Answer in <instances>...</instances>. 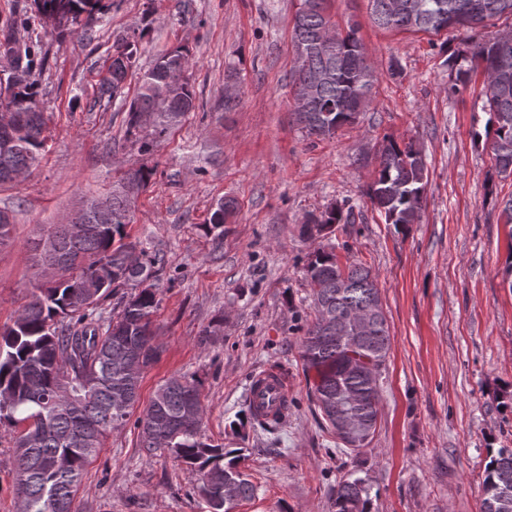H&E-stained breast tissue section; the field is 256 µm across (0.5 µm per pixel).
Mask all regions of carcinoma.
<instances>
[{
    "label": "carcinoma",
    "instance_id": "1",
    "mask_svg": "<svg viewBox=\"0 0 512 512\" xmlns=\"http://www.w3.org/2000/svg\"><path fill=\"white\" fill-rule=\"evenodd\" d=\"M101 0H36L38 14L55 27L84 28L94 21ZM372 22L383 29L438 35L451 27L470 31L487 22L512 17V0H370ZM293 43L307 46L295 57L292 94L304 89L305 75L327 72L308 112L296 119L308 134L330 137L351 125L368 107L377 81L366 63L359 24L349 20L335 27L336 39L319 43L320 32L332 25L327 0H299ZM37 53L24 46L23 55L6 65L21 68L25 80L11 94L6 107L17 115L11 130L13 146L0 147V183L10 174L29 171L44 148L45 122L37 103ZM456 70L448 93L459 92L470 73H484L488 97L486 138L491 140L493 169L512 178V30L475 42L470 50L449 61ZM188 52L177 47L161 55L143 76L125 118L130 134L140 132L139 115L156 113V125L167 126L196 108V92L184 77L180 93L163 103L158 96L170 78L184 75ZM126 73L111 72L100 93L116 96ZM428 183L426 161L415 146L391 137L376 154L374 179L367 197L384 223L407 229L420 221ZM235 211L226 199L204 225L208 234L224 238V224ZM351 211L333 207L313 217L302 228L312 237L336 224L349 223ZM82 231L55 224L36 242L40 262L57 265L49 284L37 287L31 301L19 311L13 325L0 331V427H7L14 448L15 490L24 512H79L76 493L82 473L95 457L106 433L124 425L138 402L142 372L157 358L152 315L158 306L155 284L143 288V279H156L163 259L140 249L139 263L130 257L138 243L126 241V200L112 198V219L100 222L85 209L76 218ZM312 289L314 319L301 341L305 369L315 372L310 397L331 430L332 412L348 419L377 424V380L346 367L348 334L344 317L381 304L372 271L354 264L342 267L336 256L317 252L306 267ZM115 300L117 315L104 316V302ZM390 346L387 319L371 324L363 356L375 372L385 365ZM204 409L198 384L174 376L157 389L137 419L140 447L150 454L170 453L195 473L209 512H230L233 504L249 499L255 487L246 474L242 448H224L204 440ZM369 493L360 478L336 486V512H369ZM512 512V448L490 454L483 484V509Z\"/></svg>",
    "mask_w": 512,
    "mask_h": 512
}]
</instances>
